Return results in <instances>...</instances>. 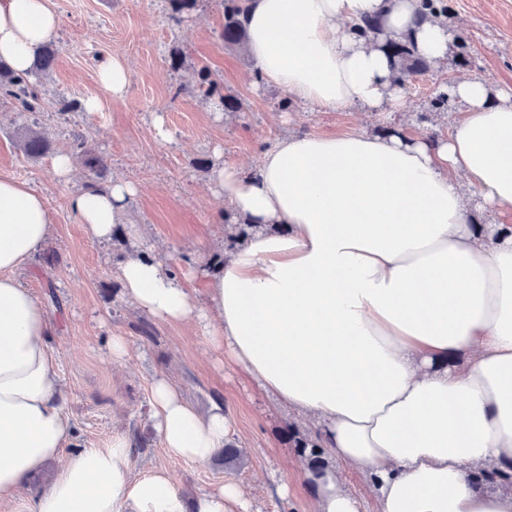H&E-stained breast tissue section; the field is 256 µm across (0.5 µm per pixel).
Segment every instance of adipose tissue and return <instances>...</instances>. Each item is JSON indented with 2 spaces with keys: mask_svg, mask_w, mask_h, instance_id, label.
<instances>
[{
  "mask_svg": "<svg viewBox=\"0 0 512 512\" xmlns=\"http://www.w3.org/2000/svg\"><path fill=\"white\" fill-rule=\"evenodd\" d=\"M416 0H249L245 50L295 102L336 112L404 104L382 40L411 36L430 62L448 55L442 19ZM383 16L381 41L354 23ZM60 20L50 0H0V60L29 71ZM465 112L439 140L397 134H292L251 171H217L233 220L251 224L207 274L202 303L156 257L118 266L149 315L199 322L211 349L311 424L320 451L362 471L377 512H512V91L454 82ZM137 186L113 180L69 208L103 241ZM285 232H278V225ZM43 196L0 177V501L18 512H230L232 481L186 500L165 471L134 477L126 441L70 451L44 307L14 272L46 240ZM166 452L208 463L228 437L222 406L199 414L164 376L151 386ZM56 477L30 494L48 462ZM315 512H364L332 463L303 469Z\"/></svg>",
  "mask_w": 512,
  "mask_h": 512,
  "instance_id": "adipose-tissue-1",
  "label": "adipose tissue"
}]
</instances>
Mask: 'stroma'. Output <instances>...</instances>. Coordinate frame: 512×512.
<instances>
[{"label":"stroma","mask_w":512,"mask_h":512,"mask_svg":"<svg viewBox=\"0 0 512 512\" xmlns=\"http://www.w3.org/2000/svg\"><path fill=\"white\" fill-rule=\"evenodd\" d=\"M448 6L449 33L469 36L470 66L457 67L450 58L432 65L400 109L323 112L287 101L284 91L257 76L243 48L225 46L224 13L214 0H202L179 24L170 18L168 0H53L58 53L52 71L35 81L39 111L22 112L0 98V175L43 194L51 214L48 239L15 276L50 317L49 345L75 425L73 449L122 437L135 477L167 471L187 500L232 481L249 512H313L300 468L304 457L289 433L298 417L272 403L240 366L219 358L199 328L137 309L116 267L128 253L147 251L187 277L194 299H201L203 270L224 257L225 208L214 181L224 162L257 164L263 150L296 133L398 130L440 138L465 109L457 102L444 112L431 110V97L446 82L477 76L512 88V0H448ZM175 48L186 53L177 68ZM113 57L131 75L121 101L106 98L98 80L99 67ZM204 66L220 81L222 98L189 91ZM90 97L102 98V111L70 110V103ZM30 130L47 135L58 153H75V139L83 137L104 159L105 177L79 162L68 180H57L51 158L26 156L21 139ZM116 177L140 193L126 223L103 242L76 220L68 202L76 192L108 188ZM112 336L127 342L123 361L112 359ZM162 374L198 411L223 405L228 441L242 451V465L215 458L197 465L165 452L150 399Z\"/></svg>","instance_id":"1"}]
</instances>
